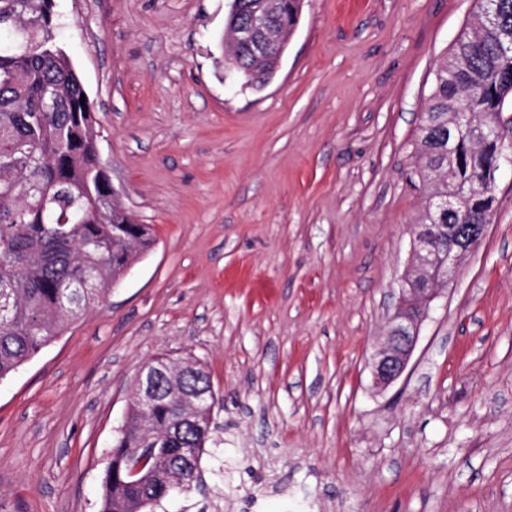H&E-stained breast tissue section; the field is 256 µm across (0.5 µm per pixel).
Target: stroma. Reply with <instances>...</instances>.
Instances as JSON below:
<instances>
[{
    "label": "stroma",
    "mask_w": 512,
    "mask_h": 512,
    "mask_svg": "<svg viewBox=\"0 0 512 512\" xmlns=\"http://www.w3.org/2000/svg\"><path fill=\"white\" fill-rule=\"evenodd\" d=\"M472 0H305L274 77L228 0H55L120 203L155 244L0 381V512H99L138 367L216 393L204 490L157 512H512V167L485 241L378 386L425 200L407 178ZM227 29L236 43L233 52L225 55L227 70L243 76L247 83L256 87L272 78L274 60L258 59L253 54L273 58L278 65L287 48L288 43L281 42L277 36L272 12H257L246 24L239 26L235 21L233 27ZM239 41H246L253 52L249 45ZM255 73L262 78H256ZM171 394H178L180 398H185L181 387L185 391H192L198 388L209 386L210 376L203 366L196 367L192 370L179 371L176 374V381L179 387L174 382L173 376L171 375Z\"/></svg>",
    "instance_id": "obj_1"
}]
</instances>
